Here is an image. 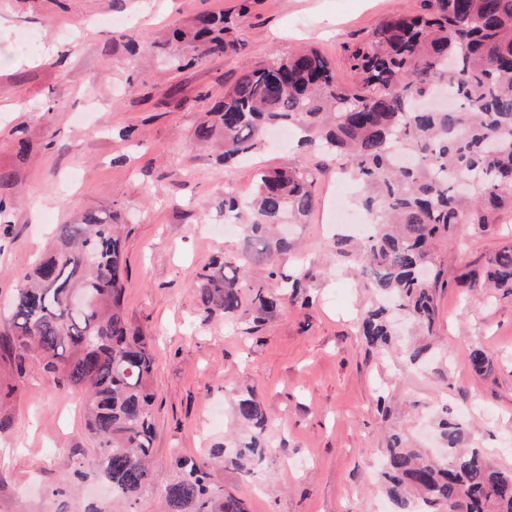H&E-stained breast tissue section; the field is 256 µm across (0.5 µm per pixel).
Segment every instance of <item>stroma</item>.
<instances>
[{
	"label": "stroma",
	"mask_w": 512,
	"mask_h": 512,
	"mask_svg": "<svg viewBox=\"0 0 512 512\" xmlns=\"http://www.w3.org/2000/svg\"><path fill=\"white\" fill-rule=\"evenodd\" d=\"M134 0H0V199L11 202L0 231V314H7L18 274L51 247L56 227L90 208L124 225L128 274L123 304L157 354L151 461L166 479L176 458L208 460L233 448L243 430L234 407L254 393L269 416L272 448L253 470L211 469L217 494L243 498L250 512H393L379 463L390 433L437 452L438 411L466 413L469 445L512 468L502 447L512 439V295L484 299L469 290L488 257L512 240V214L482 229L461 225L441 244L432 336L396 319L384 352L357 331L371 293L362 277L337 263V208L355 213L350 196L335 197L340 176L332 156H299L277 132L232 171L216 149L197 146L194 129L224 85L271 56L311 46L347 77L344 49L385 18L409 12L413 0H258L238 51L173 66L157 45L203 12L220 14L235 0H152L132 21ZM49 54L19 50L20 33ZM27 150H20V142ZM305 159L317 174L316 205L291 227L296 251L279 265L312 271L306 310L279 311L256 333L243 321L202 319L198 274L219 253L243 248L244 231L224 233L225 184L240 196L261 168ZM430 344L413 363L410 346ZM493 360L491 375L472 371L474 348ZM85 398L58 389L33 371L18 378L0 358V512H125L95 472L98 455L85 432Z\"/></svg>",
	"instance_id": "stroma-1"
}]
</instances>
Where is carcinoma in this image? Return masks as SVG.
<instances>
[{
	"label": "carcinoma",
	"mask_w": 512,
	"mask_h": 512,
	"mask_svg": "<svg viewBox=\"0 0 512 512\" xmlns=\"http://www.w3.org/2000/svg\"><path fill=\"white\" fill-rule=\"evenodd\" d=\"M253 4L239 0L231 13H201L174 30L172 40L204 55L235 51ZM345 52L347 84L312 47L259 63L224 88L194 137L219 144L218 159L230 167L260 149L266 129L288 125L298 146L319 144L341 160L370 223L360 239L336 238V256L430 336L441 275L437 244L461 224L484 228L512 212V0H420L419 11L384 20ZM314 185L310 168L298 163L258 173L247 198L224 189V222L246 221V248L199 273L204 318L220 314L258 328L280 309L310 305L309 273L286 274L274 256L293 249L294 240L277 228L310 214ZM118 228L96 209L59 225L57 248L18 276L0 325V357L21 378L34 365L59 387L86 396L85 430L99 449L98 474L126 505L155 489L167 512H248L232 494L216 497L209 462L179 459V475L165 482L150 465L156 356L123 311L126 263ZM255 256L278 289L255 283L247 267ZM479 287L512 294V241L488 258ZM75 290L90 298L89 307L69 305ZM388 313L377 302L363 311L360 334L368 344L391 343ZM470 363L479 376L493 372L482 349L471 352ZM235 412L252 431L231 462L257 464L267 450L266 411L249 394ZM438 429L441 460L390 435L381 477L393 512H410L415 497L432 512H512V471L495 467L480 448L462 447L465 424L448 412Z\"/></svg>",
	"instance_id": "carcinoma-1"
}]
</instances>
